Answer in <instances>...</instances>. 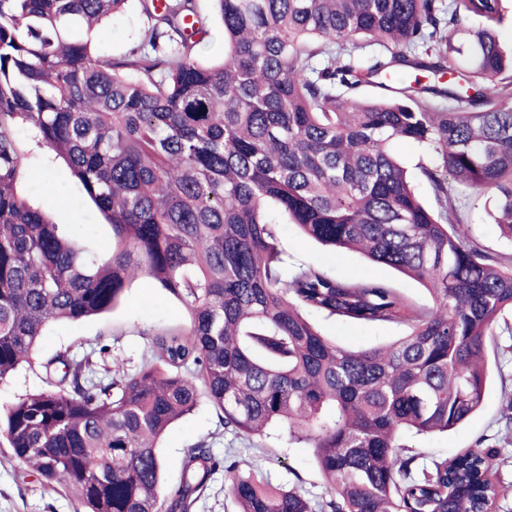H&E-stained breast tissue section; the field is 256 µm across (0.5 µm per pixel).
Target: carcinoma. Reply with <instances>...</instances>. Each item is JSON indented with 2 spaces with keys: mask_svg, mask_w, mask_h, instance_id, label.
Wrapping results in <instances>:
<instances>
[{
  "mask_svg": "<svg viewBox=\"0 0 512 512\" xmlns=\"http://www.w3.org/2000/svg\"><path fill=\"white\" fill-rule=\"evenodd\" d=\"M128 0H0V382L52 321L104 314L144 276L188 322L111 374L109 348L45 365L48 389L0 415V439L78 512H192L216 468L204 443L159 492V440L206 399L224 429L274 423L313 449L326 496L225 467L237 512H490L506 490L495 448L419 467L404 437L448 432L483 404L486 344L512 314V255L489 252L460 200L490 192L512 240V51L502 0H212L224 60L193 0H139L143 39L93 52ZM422 73L409 84L405 70ZM362 86L381 90L361 98ZM32 140L62 157L112 224L108 257L31 205ZM426 148V208L392 145ZM338 253L423 284L288 268L280 219ZM397 324L348 350L305 312ZM198 15H200L211 28L209 40L201 47L199 58L208 63L219 62L224 58V36L213 5L210 0H194Z\"/></svg>",
  "mask_w": 512,
  "mask_h": 512,
  "instance_id": "obj_1",
  "label": "carcinoma"
}]
</instances>
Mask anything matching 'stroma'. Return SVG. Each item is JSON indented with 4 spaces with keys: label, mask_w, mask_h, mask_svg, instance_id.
Masks as SVG:
<instances>
[{
    "label": "stroma",
    "mask_w": 512,
    "mask_h": 512,
    "mask_svg": "<svg viewBox=\"0 0 512 512\" xmlns=\"http://www.w3.org/2000/svg\"><path fill=\"white\" fill-rule=\"evenodd\" d=\"M142 29L137 0H129L126 10L102 27L94 50L105 55L122 54L139 41ZM21 188L32 205L48 210L54 223L75 225L80 241L97 254H104L111 247V224L86 196L82 185L71 177L65 163L47 148L29 145ZM490 199L487 192L468 195V222L473 233L491 250L511 252L512 242L499 236L489 216ZM277 246L291 264L315 265L328 274L351 280L383 279L416 304L432 303L428 290L417 281L374 264L356 252L337 255L304 238L295 225H279ZM185 319L186 313L176 298L149 280L136 278L128 284L111 312L81 322L51 323L33 351L30 364L18 367L0 383V408L43 390L45 382L40 364L57 353L81 354L101 342L110 349L111 367L130 371L146 356L152 333ZM309 319L328 339L350 350L388 345L405 333L404 327L396 324L365 325L316 313L310 314ZM510 345L512 335L505 332L496 333L487 343L490 381L480 410L448 433L411 440L413 454L423 463L478 443L500 445L506 459L500 469V482L507 494L494 505L493 512H512V443H502L504 425L500 421L504 395L512 393V376L503 380L498 375L503 366L512 373V353L506 351ZM201 442L210 445L217 461H234L242 468L257 465L260 475L271 484L299 486L314 501L326 493L313 451L306 444L271 440L266 447H256L248 438L226 431L205 402L173 424L161 440L165 483L178 480L185 450ZM76 507L70 493L27 470L12 450L0 443V512H75Z\"/></svg>",
    "instance_id": "stroma-1"
}]
</instances>
